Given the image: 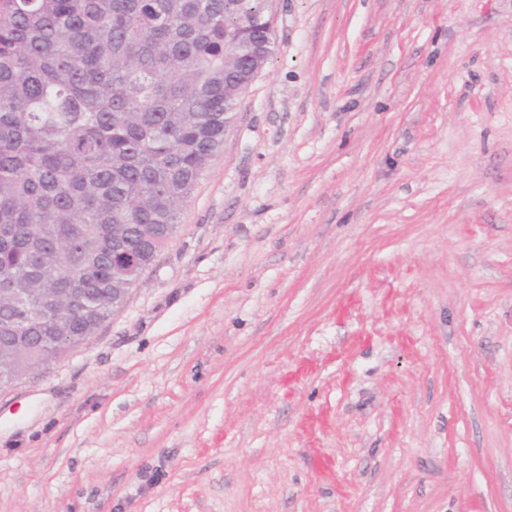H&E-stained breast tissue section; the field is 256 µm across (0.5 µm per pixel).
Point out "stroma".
I'll return each mask as SVG.
<instances>
[{
  "mask_svg": "<svg viewBox=\"0 0 512 512\" xmlns=\"http://www.w3.org/2000/svg\"><path fill=\"white\" fill-rule=\"evenodd\" d=\"M173 239L0 390V512H512V0H275Z\"/></svg>",
  "mask_w": 512,
  "mask_h": 512,
  "instance_id": "obj_1",
  "label": "stroma"
}]
</instances>
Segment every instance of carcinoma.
Listing matches in <instances>:
<instances>
[{"mask_svg": "<svg viewBox=\"0 0 512 512\" xmlns=\"http://www.w3.org/2000/svg\"><path fill=\"white\" fill-rule=\"evenodd\" d=\"M231 35L272 57V0H0V288L75 289L71 336L112 318V228L149 267L223 151L253 73ZM10 331L61 358L54 322L0 306Z\"/></svg>", "mask_w": 512, "mask_h": 512, "instance_id": "obj_1", "label": "carcinoma"}]
</instances>
